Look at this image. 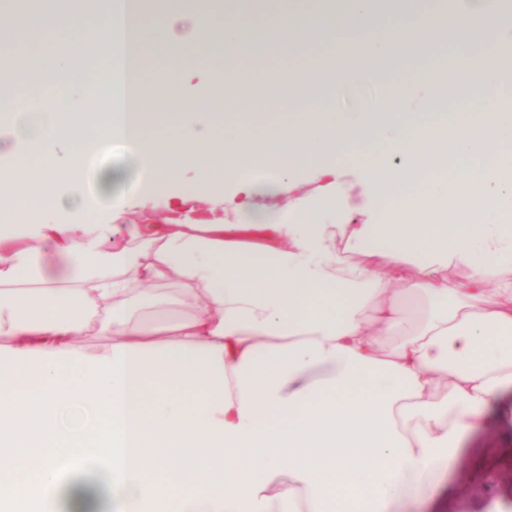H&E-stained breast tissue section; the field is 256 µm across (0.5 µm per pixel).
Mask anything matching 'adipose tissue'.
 <instances>
[{
  "label": "adipose tissue",
  "instance_id": "obj_1",
  "mask_svg": "<svg viewBox=\"0 0 512 512\" xmlns=\"http://www.w3.org/2000/svg\"><path fill=\"white\" fill-rule=\"evenodd\" d=\"M134 2L83 0V12L108 45L143 47L138 73L152 48L176 51L179 70L207 50L189 0H163L157 19ZM403 2V17L378 23V0H347L326 25V0L301 15L275 0L260 36L270 57L303 65L249 88L277 89L289 111L238 127L174 78L160 98L141 80L62 83L99 42L56 0L24 16L41 64L30 76L0 66L13 88L0 96V215L24 219L0 225V512H399L436 491L471 418L512 393V68L497 63L512 27L504 0ZM238 15L224 0L228 95L244 87ZM449 33L461 50L438 60L447 85L424 69L371 109L337 108L338 84ZM491 33L495 51L469 52ZM35 102L49 116L19 134L14 118ZM90 111L101 121L89 132ZM448 128L459 136L420 151ZM101 142L153 153L159 188L185 167L229 184L231 221L117 224L111 175L85 185L84 155ZM439 170L452 179L437 191ZM305 174L313 187L279 207ZM58 207L66 222L38 220ZM411 297L427 306L415 330ZM170 304L187 309L176 342L157 314ZM88 330L108 344L72 349Z\"/></svg>",
  "mask_w": 512,
  "mask_h": 512
}]
</instances>
